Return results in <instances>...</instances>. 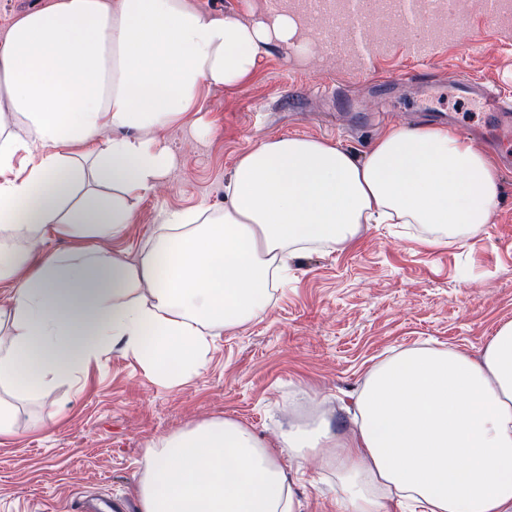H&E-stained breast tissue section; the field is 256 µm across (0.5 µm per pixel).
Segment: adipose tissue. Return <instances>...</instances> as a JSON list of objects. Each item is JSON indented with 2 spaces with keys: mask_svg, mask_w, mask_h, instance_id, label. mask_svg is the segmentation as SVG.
Returning a JSON list of instances; mask_svg holds the SVG:
<instances>
[{
  "mask_svg": "<svg viewBox=\"0 0 512 512\" xmlns=\"http://www.w3.org/2000/svg\"><path fill=\"white\" fill-rule=\"evenodd\" d=\"M284 12L250 25L192 0H50L0 37V438L22 401L76 384L121 346L154 380L201 374L219 332L264 316L290 258L347 247L365 224L466 246L500 204L492 158L455 130L381 135L364 161L301 136L238 160L223 208L165 214L137 258L112 248L174 162L152 131L191 118L203 89L239 86ZM75 244L45 253L44 241ZM350 434L321 414L276 443L211 418L153 439L141 512H300L286 461L320 459L342 512H512V321L479 358L411 346L368 374Z\"/></svg>",
  "mask_w": 512,
  "mask_h": 512,
  "instance_id": "adipose-tissue-1",
  "label": "adipose tissue"
}]
</instances>
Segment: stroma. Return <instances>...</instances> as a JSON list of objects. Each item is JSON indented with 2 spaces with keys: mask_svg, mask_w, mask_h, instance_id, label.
<instances>
[{
  "mask_svg": "<svg viewBox=\"0 0 512 512\" xmlns=\"http://www.w3.org/2000/svg\"><path fill=\"white\" fill-rule=\"evenodd\" d=\"M450 8L471 47L437 34L419 58L390 29L353 62L298 58L272 43L240 86L203 91L196 123L156 131L174 164L164 189L137 204L117 248L137 256L163 212L223 207L238 159L260 142L315 138L362 161L384 132L424 123L428 105L456 113L465 128L488 124L448 78L466 73L512 95V20L487 19L481 0ZM500 180V205L467 246L367 224L346 249L310 250L273 289L267 313L214 337L206 369L182 384H157L118 348L92 363L78 387L59 385L26 407L17 435L0 441V512H69L89 494L135 499L149 442L210 418L236 419L268 441L317 410L350 427L368 372L406 347L478 357L512 321V175ZM286 472L300 512H339L336 481L319 461H293Z\"/></svg>",
  "mask_w": 512,
  "mask_h": 512,
  "instance_id": "obj_1",
  "label": "stroma"
}]
</instances>
